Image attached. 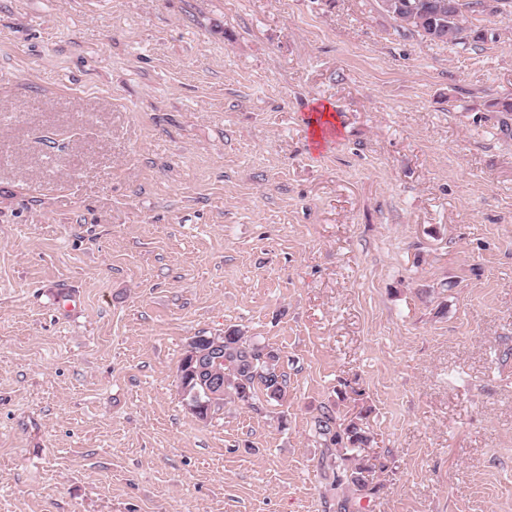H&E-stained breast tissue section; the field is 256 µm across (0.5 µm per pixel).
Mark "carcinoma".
Segmentation results:
<instances>
[{"instance_id": "1", "label": "carcinoma", "mask_w": 512, "mask_h": 512, "mask_svg": "<svg viewBox=\"0 0 512 512\" xmlns=\"http://www.w3.org/2000/svg\"><path fill=\"white\" fill-rule=\"evenodd\" d=\"M377 4L396 29L424 37L432 26L442 25L449 32L447 43L463 48L468 39L481 38L472 22L474 13L512 14V0H377ZM213 371L224 374V392L215 398L206 393ZM187 384L199 390L202 404L196 417L201 420L228 404L250 406L260 395L279 402L288 394V374L282 370L279 352L237 327L224 331L206 371L189 376ZM314 428L324 442L320 462L324 477L331 478L333 486L345 488L336 498V512H355L357 504L375 491L367 473L384 468V464L370 463L362 457L361 449L369 437L360 420L340 423L326 408L315 418Z\"/></svg>"}]
</instances>
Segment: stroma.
Wrapping results in <instances>:
<instances>
[{"label":"stroma","mask_w":512,"mask_h":512,"mask_svg":"<svg viewBox=\"0 0 512 512\" xmlns=\"http://www.w3.org/2000/svg\"><path fill=\"white\" fill-rule=\"evenodd\" d=\"M376 0H0V512H512V18ZM288 395L187 408L190 339ZM377 4L397 30L425 37L432 26L442 25L448 29L450 39L430 40L460 45L465 50L469 37L473 41L481 38L472 22L474 13H512L511 0H377ZM210 340L212 337L209 336H195L189 341L188 347L191 363L202 368L209 360L205 366L208 370L196 376L189 373L187 382L183 373H180L178 381L181 391L185 383L199 390L200 400L205 404H199L198 413L193 414L198 419H207L210 414L224 410L227 404L251 406L259 394L266 397L267 401L274 402L287 396L288 374L282 370L277 350L246 336L240 328L229 327L224 331V339H216L220 344L210 358L213 349L209 347ZM212 371L222 372L224 382L209 378ZM208 379L212 389L224 388V392L214 399L211 398L213 394L209 390ZM315 432L324 442V453L320 462L325 478L332 477L333 486L344 485L345 492L336 498V512H353L357 504L375 491L366 473L383 469L385 465L369 463L362 457L361 449L369 442V437L360 419H350L339 423L337 417L328 408L315 418Z\"/></svg>","instance_id":"stroma-1"}]
</instances>
